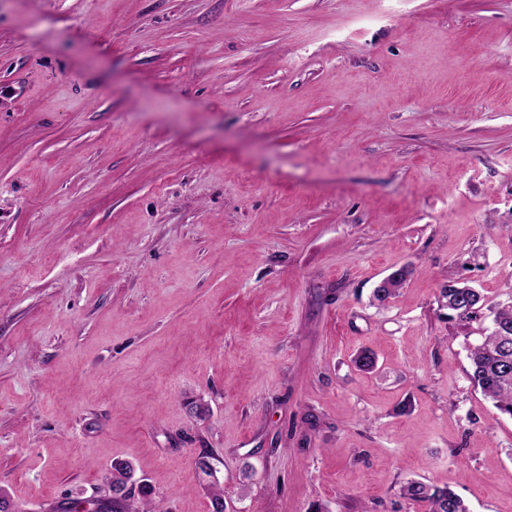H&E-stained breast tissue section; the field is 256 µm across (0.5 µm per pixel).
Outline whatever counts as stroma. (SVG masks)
Instances as JSON below:
<instances>
[{
	"instance_id": "obj_1",
	"label": "stroma",
	"mask_w": 512,
	"mask_h": 512,
	"mask_svg": "<svg viewBox=\"0 0 512 512\" xmlns=\"http://www.w3.org/2000/svg\"><path fill=\"white\" fill-rule=\"evenodd\" d=\"M452 279L512 301V0H0L14 512L117 460L161 512H512ZM401 494L410 501L426 504L427 512H468L463 500L447 488L409 481L402 486Z\"/></svg>"
}]
</instances>
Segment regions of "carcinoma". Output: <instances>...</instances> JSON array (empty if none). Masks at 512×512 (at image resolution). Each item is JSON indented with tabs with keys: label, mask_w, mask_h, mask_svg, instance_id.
<instances>
[{
	"label": "carcinoma",
	"mask_w": 512,
	"mask_h": 512,
	"mask_svg": "<svg viewBox=\"0 0 512 512\" xmlns=\"http://www.w3.org/2000/svg\"><path fill=\"white\" fill-rule=\"evenodd\" d=\"M442 292L448 303V319L467 321L480 315L482 297L477 290L450 281ZM490 314L491 326L483 341L468 348V377L501 414L512 417V304L494 307ZM132 477L130 464L117 461L112 464L108 480L112 488L120 492ZM401 494L410 501L426 504L427 512H468L463 500L452 491L420 481L404 484ZM109 510L157 512L153 489L145 483L138 490V495H124L113 500Z\"/></svg>",
	"instance_id": "cac0c4a2"
}]
</instances>
